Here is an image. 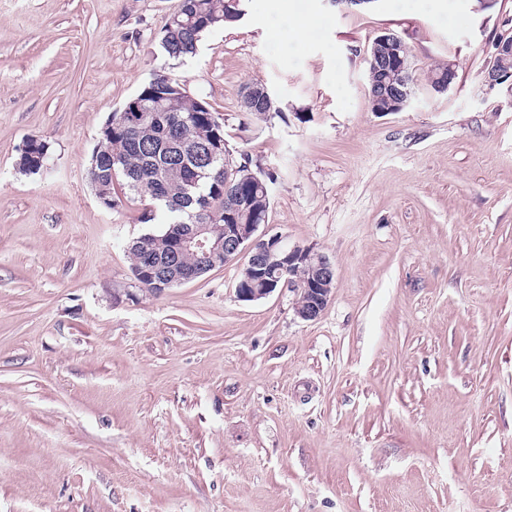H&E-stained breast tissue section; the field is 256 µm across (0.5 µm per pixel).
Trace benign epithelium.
Listing matches in <instances>:
<instances>
[{"mask_svg":"<svg viewBox=\"0 0 512 512\" xmlns=\"http://www.w3.org/2000/svg\"><path fill=\"white\" fill-rule=\"evenodd\" d=\"M492 57L496 63L486 72V81L495 86L512 85V42L495 44ZM372 65L382 72L381 94L373 96L375 111L400 112L412 98L407 89L410 57L403 39L393 32H385L374 40ZM256 224H226L224 239L210 241L202 224H194L182 236V246L195 247L200 254L196 267H180L172 261L168 264L153 258L133 267V276L139 281L152 282L153 292L160 295L165 290L199 279V276L224 265L242 253L248 255L247 263L240 271L242 279L237 283L236 295L241 301L251 302L265 298L278 288L295 293V314L312 321L326 309L333 290L334 271L330 260L311 247L290 248L282 238L256 235ZM307 270L308 277L298 281L294 274Z\"/></svg>","mask_w":512,"mask_h":512,"instance_id":"1","label":"benign epithelium"}]
</instances>
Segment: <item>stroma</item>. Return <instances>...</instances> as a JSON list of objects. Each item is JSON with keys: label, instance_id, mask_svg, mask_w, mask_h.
<instances>
[{"label": "stroma", "instance_id": "1", "mask_svg": "<svg viewBox=\"0 0 512 512\" xmlns=\"http://www.w3.org/2000/svg\"><path fill=\"white\" fill-rule=\"evenodd\" d=\"M176 6L0 0V512H512V86L484 78L512 0H245L180 60ZM286 13L304 40L274 37ZM387 31L416 85L384 115L365 59ZM157 74L269 177L260 233L330 259L318 319L285 289L239 301L243 254L135 284L128 246L165 218L101 206L88 166ZM271 102V112H276L275 102L269 92L261 85H252L246 87V90L242 94V104L245 111L257 120H264L261 117L264 109L268 102ZM269 112V113H271ZM28 145L31 146L30 149L22 150L17 164L19 169L23 172L37 174L44 168V165H38L36 167L35 157L39 155L42 150H46L48 155L49 146L45 141L39 139H36L35 142L29 143Z\"/></svg>", "mask_w": 512, "mask_h": 512}]
</instances>
